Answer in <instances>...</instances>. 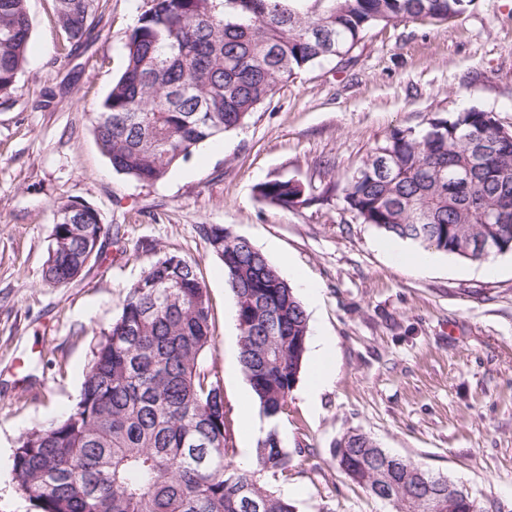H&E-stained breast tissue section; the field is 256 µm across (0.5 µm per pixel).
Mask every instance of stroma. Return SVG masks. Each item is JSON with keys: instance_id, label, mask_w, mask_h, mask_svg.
I'll list each match as a JSON object with an SVG mask.
<instances>
[{"instance_id": "obj_1", "label": "stroma", "mask_w": 512, "mask_h": 512, "mask_svg": "<svg viewBox=\"0 0 512 512\" xmlns=\"http://www.w3.org/2000/svg\"><path fill=\"white\" fill-rule=\"evenodd\" d=\"M102 3L68 57L55 0H28V62L17 92L0 99V448L68 411L96 334L156 257L176 253L198 261L210 295L215 343L203 364L224 388L240 464L241 414L259 406L238 362L223 264L197 233L221 224L281 274L313 278L308 318L333 339L336 375L318 405L298 382L278 423L292 461L276 487L295 512H392L334 463L333 444L350 432L467 488L478 512H512V253L396 264L377 247L382 233L328 191L377 141L435 114L475 104L512 129V0H475L449 23L370 29L346 68L331 62L279 84L242 127L154 184L115 172L91 122L150 0ZM274 178L300 182L313 202L266 204L256 187ZM71 200L118 227L119 241L72 283L49 287L54 217Z\"/></svg>"}]
</instances>
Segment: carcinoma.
<instances>
[{"label": "carcinoma", "instance_id": "carcinoma-1", "mask_svg": "<svg viewBox=\"0 0 512 512\" xmlns=\"http://www.w3.org/2000/svg\"><path fill=\"white\" fill-rule=\"evenodd\" d=\"M126 43L125 65L93 113L115 172L155 183L203 143L246 123L299 71L341 62L367 31L451 21L472 0H151ZM100 0H57L72 46L94 28ZM27 0H0V97L29 53ZM269 204L311 201L289 180L256 187ZM344 206L362 224L465 261L512 253V130L477 105L395 130L346 179ZM42 271L47 286L77 279L118 232L87 205L58 210ZM199 236L224 267L236 301L239 365L262 415L275 423L304 369L307 311L248 239L222 224ZM198 262L165 253L127 291L90 347L80 393L60 419L22 433L12 480L36 512H295L271 480L292 455L271 427L257 467L227 461L234 448L224 389L203 366L211 306ZM366 443L332 448L339 469L394 512H448L457 485Z\"/></svg>", "mask_w": 512, "mask_h": 512}]
</instances>
